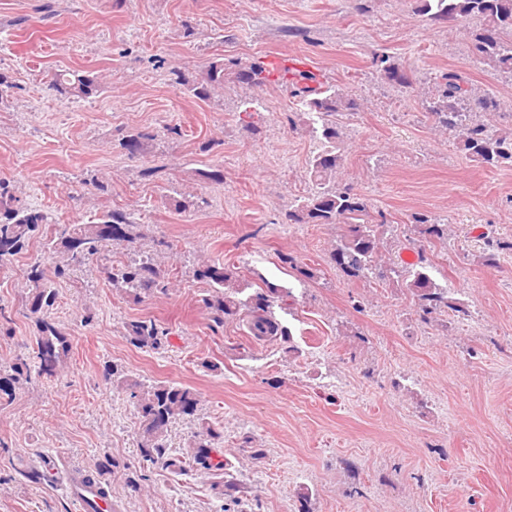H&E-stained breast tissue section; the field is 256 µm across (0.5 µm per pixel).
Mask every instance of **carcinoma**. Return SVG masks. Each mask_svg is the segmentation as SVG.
I'll return each instance as SVG.
<instances>
[{
	"mask_svg": "<svg viewBox=\"0 0 512 512\" xmlns=\"http://www.w3.org/2000/svg\"><path fill=\"white\" fill-rule=\"evenodd\" d=\"M416 12L434 23H462L470 18L481 20V27L469 32L470 52L480 62L494 71L512 74V0H416ZM382 71L385 77L399 85L410 84L403 65L395 58L384 56ZM174 83L188 90L195 98L206 101L214 91L224 87V61L211 62L200 79L188 82L180 71L174 69ZM239 82L252 87L264 86L268 78L263 76L262 66L251 63L236 71ZM437 98L429 102L426 110L440 127L454 133L458 144L469 160L493 168L512 160V130L495 131L483 121L473 118L472 111L494 113L500 102L488 90L473 87L459 72L450 69L442 75ZM313 75L305 72L291 81L296 87L294 94L301 97L308 111L321 116L338 112H354L358 109L355 99L336 90L313 87ZM100 75L70 69L55 71L49 86L60 95L90 98L102 90ZM320 137L327 146L311 161L309 180L312 191L295 208L288 210L286 217L292 224H342L345 232L330 252L333 266L350 279H358L371 272L381 280L401 279L416 298L418 312L425 322L434 314L447 308L460 317L468 311L448 296L430 276L423 262L411 266L407 275L394 267L373 270L374 258L379 249L382 228L388 224L384 213H373L369 199L350 187L335 185L337 169L342 155L336 151L340 132L336 124L324 122ZM148 132H130L122 138L123 148L132 156L139 153L144 142L151 139ZM47 217L40 212L28 210L17 204L9 185L0 181V267L19 254L29 239L39 231ZM419 233L430 241L442 242L448 237V225L432 219L425 213L413 215ZM142 234L139 227L129 221L121 210H109L98 221L91 224H56L54 237L47 243L52 254H61L62 262L50 267L42 260H34L27 269L29 282L26 307L36 316L37 335L34 336L33 361L24 359L0 374V396L12 397L16 386L31 381V373L39 378L55 379L66 367L70 352L68 334L47 312L57 299L56 281L74 273L78 268L105 260V252L123 249L133 253L127 262L111 266L101 265L112 287L120 289L139 300L165 287V271L152 253L141 250L138 240ZM198 279L211 288L205 305L213 321L223 324L234 320L241 312L249 313V332L257 340L276 336H289L288 330L276 319L273 307L283 302L284 290L269 282L265 289L256 291L247 299L239 298L247 285L236 272L220 263H204L195 270ZM166 332L150 320L130 322L126 337L139 348L157 349ZM109 380L130 390L140 423L142 439L141 455L144 461L160 464L166 468H185V463L219 476L228 467L221 449L215 446L218 434L209 426H201L189 443L188 461L173 458L167 452V436L170 426L196 414L197 393L176 383L156 384L144 387L130 381L115 365L105 367Z\"/></svg>",
	"mask_w": 512,
	"mask_h": 512,
	"instance_id": "cac0c4a2",
	"label": "carcinoma"
}]
</instances>
